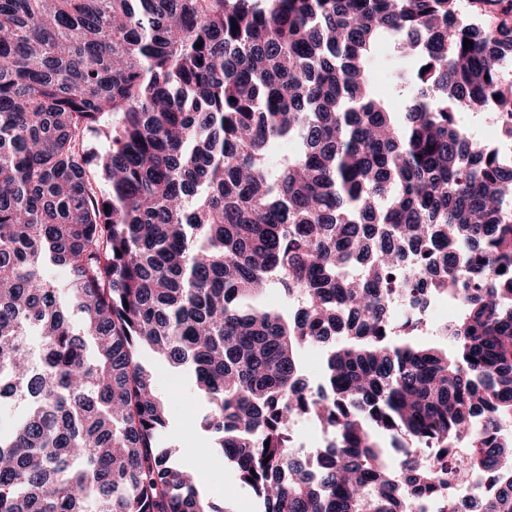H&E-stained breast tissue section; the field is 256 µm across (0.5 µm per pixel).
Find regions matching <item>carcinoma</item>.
I'll use <instances>...</instances> for the list:
<instances>
[{"instance_id": "1", "label": "carcinoma", "mask_w": 512, "mask_h": 512, "mask_svg": "<svg viewBox=\"0 0 512 512\" xmlns=\"http://www.w3.org/2000/svg\"><path fill=\"white\" fill-rule=\"evenodd\" d=\"M461 6L0 0V398L27 402L0 512H223L161 447L144 347L261 512H415L456 466L487 489L443 512H512V161L456 118L512 142V0ZM385 37L405 112L367 70ZM395 288L460 300L449 346L394 329ZM300 418L332 432L313 459ZM458 118L460 123L468 127L478 140L492 142L498 139L497 129L490 127L495 123L491 115L485 117L487 127H481L478 118L470 113H460ZM304 374L310 382L317 381L323 372L325 353L321 347L308 346L301 351Z\"/></svg>"}]
</instances>
